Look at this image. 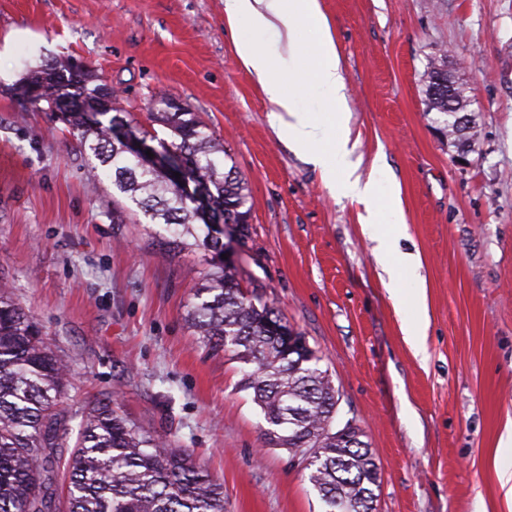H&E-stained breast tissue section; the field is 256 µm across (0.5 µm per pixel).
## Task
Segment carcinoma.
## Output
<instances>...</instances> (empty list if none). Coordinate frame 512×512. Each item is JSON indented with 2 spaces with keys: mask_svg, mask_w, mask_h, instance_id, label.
<instances>
[{
  "mask_svg": "<svg viewBox=\"0 0 512 512\" xmlns=\"http://www.w3.org/2000/svg\"><path fill=\"white\" fill-rule=\"evenodd\" d=\"M447 55L429 59L424 85L430 110L448 116ZM445 80L441 84L438 79ZM109 89L94 84L84 64L68 58L29 74L17 94L43 112L60 114L81 149L99 162L112 187L136 206L114 201L112 218L137 212L162 224L167 250L224 252L204 219L167 169L144 167L113 138L118 114L91 122L67 104L101 99ZM163 98L151 121L171 131L158 140L185 159L186 176L204 184L215 217L250 238L247 184L228 153L197 113ZM187 320L203 343L230 351L251 366L242 385L253 391L267 424L265 435L293 454H308V479L323 512H373L380 469L359 428L343 437L332 430L339 393L312 354L290 353L284 337L293 329L266 304L247 297L228 266L205 273ZM70 370L44 338L39 323L0 282V512H224V488L192 454L130 421L118 400L101 393L63 407Z\"/></svg>",
  "mask_w": 512,
  "mask_h": 512,
  "instance_id": "cac0c4a2",
  "label": "carcinoma"
}]
</instances>
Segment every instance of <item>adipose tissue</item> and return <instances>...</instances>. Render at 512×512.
<instances>
[{"label": "adipose tissue", "mask_w": 512, "mask_h": 512, "mask_svg": "<svg viewBox=\"0 0 512 512\" xmlns=\"http://www.w3.org/2000/svg\"><path fill=\"white\" fill-rule=\"evenodd\" d=\"M232 25H243L235 49L245 68L259 81L280 136L321 172L329 190L343 191L366 203L367 232L378 242V258L389 269L407 268L408 255L395 247L397 228L404 221L400 195L376 165L368 179L355 174L350 160L349 109L344 93L340 55L318 0H225ZM285 34L293 62L284 65L268 44L269 34ZM321 96L319 109L302 102L304 85Z\"/></svg>", "instance_id": "obj_1"}]
</instances>
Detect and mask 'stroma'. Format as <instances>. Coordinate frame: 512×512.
I'll return each instance as SVG.
<instances>
[{"label":"stroma","instance_id":"stroma-1","mask_svg":"<svg viewBox=\"0 0 512 512\" xmlns=\"http://www.w3.org/2000/svg\"><path fill=\"white\" fill-rule=\"evenodd\" d=\"M318 4L357 173L390 166L414 267L385 270L365 204L332 196L280 140L224 0H0V277L68 363L71 398L114 394L223 483L224 512L322 503L302 458L265 436L244 363L200 346L187 320L203 272L222 265L318 356L340 395L335 426L357 424L377 456L376 512H512V0ZM442 48L476 112L465 165L425 101ZM62 56L119 90L116 108L143 128L162 97L198 112L248 184L251 243L168 251L163 225L113 222L95 159L14 93Z\"/></svg>","mask_w":512,"mask_h":512}]
</instances>
